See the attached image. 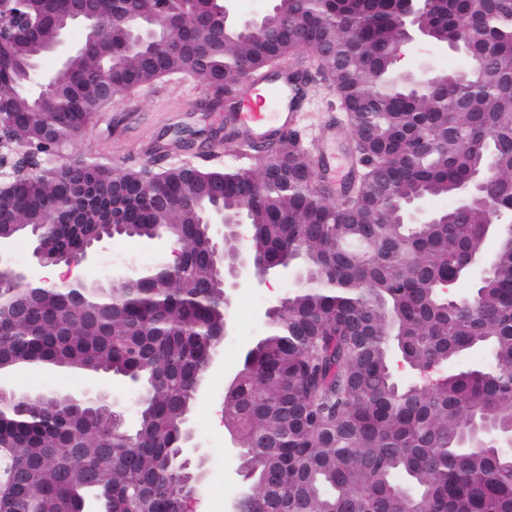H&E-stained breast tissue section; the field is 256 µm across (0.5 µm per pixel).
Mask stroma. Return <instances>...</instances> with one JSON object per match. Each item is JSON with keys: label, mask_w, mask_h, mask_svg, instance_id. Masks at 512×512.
Masks as SVG:
<instances>
[{"label": "stroma", "mask_w": 512, "mask_h": 512, "mask_svg": "<svg viewBox=\"0 0 512 512\" xmlns=\"http://www.w3.org/2000/svg\"><path fill=\"white\" fill-rule=\"evenodd\" d=\"M439 71L463 68L462 56L431 45H409L398 64L413 72L422 64ZM307 95L311 112L297 136L312 157L325 160L341 156L344 142L350 141L349 128H342L341 140L318 148L315 136L319 126L337 112L336 95L320 75L309 77ZM209 86L193 75H178L154 85L123 93L112 107L99 112L74 140L57 152L56 163L100 158L116 166H140L157 162L168 167L183 161L210 167H246L259 170L257 154L239 152L224 138V114L211 110ZM168 241L146 243L133 239L105 241L96 258L83 267L85 279L98 277L104 264L130 266L144 271L151 261L168 253ZM287 276L273 277L268 287L238 289L232 299V333L224 340L218 359L204 379L189 418V427L203 446L205 478L200 486L199 512H230V504L242 490L237 474L239 461L231 451L232 435L224 426V391L237 374L243 355L266 331L265 310L275 297L289 291ZM90 376L83 371L45 365L23 366L0 373V382L27 393L53 392L81 395Z\"/></svg>", "instance_id": "stroma-1"}]
</instances>
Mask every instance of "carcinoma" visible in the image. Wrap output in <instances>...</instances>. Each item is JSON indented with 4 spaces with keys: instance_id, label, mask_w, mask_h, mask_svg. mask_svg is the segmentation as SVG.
Returning a JSON list of instances; mask_svg holds the SVG:
<instances>
[{
    "instance_id": "cac0c4a2",
    "label": "carcinoma",
    "mask_w": 512,
    "mask_h": 512,
    "mask_svg": "<svg viewBox=\"0 0 512 512\" xmlns=\"http://www.w3.org/2000/svg\"><path fill=\"white\" fill-rule=\"evenodd\" d=\"M67 0H35L43 15L35 38L0 39L3 122L25 125L36 141L45 116L34 112L13 60L44 55ZM308 37L335 49L320 69L336 90L358 153L351 191L337 204L312 183L322 179L298 141L281 135L269 152L283 161L275 177L226 171L255 199L230 193L224 207L253 226L275 255L302 251L308 284L276 308L266 332L247 351L224 398V419L240 438L243 480L252 494L240 512H512V450L499 438L469 446L476 423L512 429V244L502 237L495 269L452 305L437 293L457 276L465 255L486 250L477 213L447 224L400 223L393 203L422 195H456L477 152L495 161L486 192L512 215V49L498 42L512 30V0H488L470 21L469 0L436 4L437 32H455L459 51L484 54L472 86L418 93L397 82L390 49L397 16L384 0H294ZM298 50L293 34L264 42L233 30L224 51L205 64L171 56L161 75L145 68L146 50L111 58L77 57L56 92L58 137L83 129L91 102L86 79L110 71L121 90L177 73L218 85L212 107H229L248 77L267 80ZM427 138L431 147L411 149ZM68 170L48 168L12 199L10 217L33 241L48 200L68 201ZM162 192L197 199L195 211L147 213L124 201L131 224L104 237L167 236L183 267L173 278L154 268L125 288L91 283L81 298L44 287L21 318L0 321V371L50 364L130 380L144 394L134 430L103 401L74 407L51 392L0 396V443L18 450L25 469L20 509L79 512L86 499L99 512H181L186 469L176 450L204 379L217 333L229 321L215 288V259L199 221L212 208L209 184L165 176ZM88 207L79 227L54 230L55 248L71 254L98 233ZM397 351L415 369L453 364L473 352L486 362L456 367L431 389L401 387L391 371Z\"/></svg>"
}]
</instances>
